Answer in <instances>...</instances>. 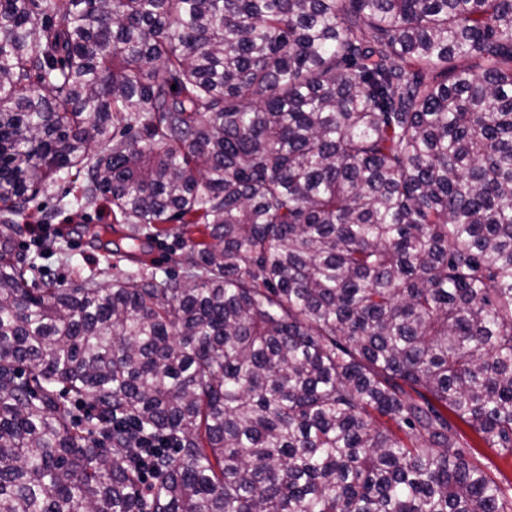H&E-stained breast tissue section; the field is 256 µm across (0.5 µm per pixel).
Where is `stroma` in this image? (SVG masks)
<instances>
[{
	"instance_id": "obj_1",
	"label": "stroma",
	"mask_w": 512,
	"mask_h": 512,
	"mask_svg": "<svg viewBox=\"0 0 512 512\" xmlns=\"http://www.w3.org/2000/svg\"><path fill=\"white\" fill-rule=\"evenodd\" d=\"M78 185L72 180L58 181L55 185L40 190L28 210L17 219L20 233L14 234L13 245L18 253L35 258L39 270L37 279L54 280L69 284L93 276L103 283L141 271L165 274H184L185 258L189 251L174 234L150 237L143 251L137 252L135 260L107 261L104 251L90 242H83L81 248L64 243L61 250L45 252L37 248L32 238V225L50 219L52 224L74 230L82 224L103 225L112 223V209L106 202L93 205L78 199Z\"/></svg>"
}]
</instances>
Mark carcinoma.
<instances>
[{"instance_id": "1", "label": "carcinoma", "mask_w": 512, "mask_h": 512, "mask_svg": "<svg viewBox=\"0 0 512 512\" xmlns=\"http://www.w3.org/2000/svg\"><path fill=\"white\" fill-rule=\"evenodd\" d=\"M72 172L186 280L37 284ZM0 226V512H512V0H0Z\"/></svg>"}]
</instances>
